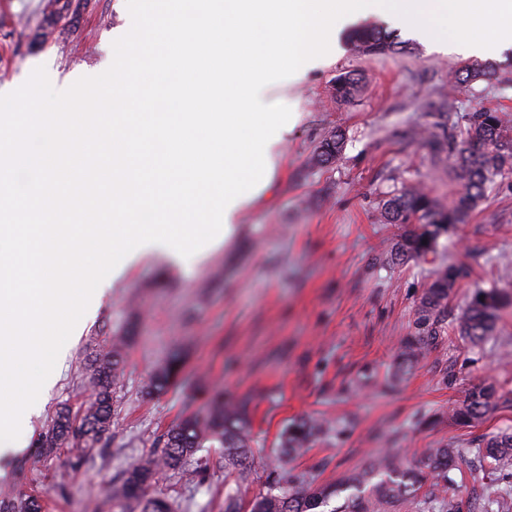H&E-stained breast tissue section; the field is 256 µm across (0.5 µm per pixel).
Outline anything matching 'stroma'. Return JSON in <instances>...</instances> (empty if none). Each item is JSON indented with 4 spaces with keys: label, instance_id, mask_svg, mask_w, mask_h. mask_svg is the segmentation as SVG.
Segmentation results:
<instances>
[{
    "label": "stroma",
    "instance_id": "35a3bbf8",
    "mask_svg": "<svg viewBox=\"0 0 512 512\" xmlns=\"http://www.w3.org/2000/svg\"><path fill=\"white\" fill-rule=\"evenodd\" d=\"M42 3L0 0V86H21L39 66L59 91L107 70L112 43L124 34L127 0H80L65 46L35 43ZM363 25L395 31L401 50L365 56L348 28L326 63L268 92L270 102L298 115L269 186L243 211L234 238L211 249L202 265L186 270L147 257L106 289L62 348L56 382L42 398L41 413L24 427L25 448L0 458V491H28L18 462L29 458L30 443L60 404L76 407L84 399L86 350L108 349L112 341L102 326L119 328L136 308L141 318L123 350L112 431L80 467H72L67 451L41 463L47 512H100L126 468L167 427L204 411L203 391L215 385L226 397L250 399L259 449L276 447L292 421L319 415L339 421L338 434L317 440L294 462L301 470L318 468L323 483L338 482L386 448L413 461L426 448L512 429L510 406L474 427L448 419L469 383L488 380L512 391V308L485 346L446 339L412 370L396 371L401 342L413 330L417 303L435 270L451 262L469 270L448 304L453 315L471 290L497 282L500 262L512 259V172L499 177L467 223L423 259L388 262L397 231L381 222L378 209L382 195L405 181L427 186L447 204L451 174L433 165L426 140L413 130L428 125L435 102L450 92L465 106L512 117V50L479 60L495 66L491 80L452 90L449 72L473 63V56L434 50L381 15ZM343 70L365 76L349 103L334 96V79ZM338 131L345 135L341 156L333 166H314L316 146ZM176 352L184 357L179 382L148 394L153 371ZM205 454V483L172 472L160 479L175 512H224L226 496L247 503L258 494V482L241 483L225 471L221 449Z\"/></svg>",
    "mask_w": 512,
    "mask_h": 512
}]
</instances>
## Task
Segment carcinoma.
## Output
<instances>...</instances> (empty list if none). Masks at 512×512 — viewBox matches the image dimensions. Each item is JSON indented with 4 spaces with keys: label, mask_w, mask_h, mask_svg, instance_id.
<instances>
[{
    "label": "carcinoma",
    "mask_w": 512,
    "mask_h": 512,
    "mask_svg": "<svg viewBox=\"0 0 512 512\" xmlns=\"http://www.w3.org/2000/svg\"><path fill=\"white\" fill-rule=\"evenodd\" d=\"M72 0H44L40 33L36 42L64 40L73 20ZM396 47L390 35L378 30L364 34L360 48L367 55H382ZM491 76V68L464 65L453 74L455 83L467 86ZM336 99L348 102L358 94L362 76L341 71L335 78ZM454 97L436 102L439 116L446 119L442 131H428L427 143L434 163L448 162L456 180L453 199L438 203L431 191L412 184L385 193L381 216L402 230L388 261L402 263L435 251L442 233L468 221L486 199L496 178L512 171V121L501 112L474 107L455 111ZM343 148V135L336 133L316 147L313 161L321 167L336 163ZM466 268L450 262L436 271L420 298L415 312L414 332L402 342L400 368L416 363L424 351L453 333L478 346L496 335L501 310L512 300L502 288H477L465 299L455 320L445 322V308ZM122 353L114 346L106 352L92 351L85 358L83 387L89 398L79 414L66 405L39 432L34 451L21 469L35 473L33 464L56 456L78 442L96 448L112 430L113 388L122 376ZM180 359L171 357L154 372L147 394L165 391L177 380ZM506 402L492 382L470 385L449 419L469 427L482 422ZM249 405L244 400L224 398V390L209 389L204 414L181 420L170 427L156 447L142 455L124 472L121 483L112 487V512H173L163 494H149L161 470H180L203 448H221L224 468L241 481L253 475ZM339 426L308 418L291 423L281 433L279 447L272 449L262 465L263 492L250 505V512H396L404 505L415 512H463L459 497L461 482L456 474H470L482 482V512H512V432L501 431L467 447L430 448L418 460L406 463L393 453L372 459L363 468L334 485L321 484L311 471H299L290 460L318 438L332 436ZM344 502L331 505L338 497ZM39 495L1 497L0 512H43Z\"/></svg>",
    "instance_id": "obj_1"
}]
</instances>
